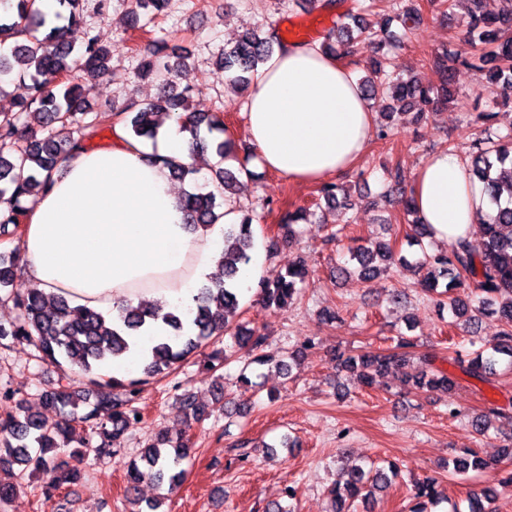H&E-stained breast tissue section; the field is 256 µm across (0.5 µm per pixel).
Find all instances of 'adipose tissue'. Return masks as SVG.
<instances>
[{
  "label": "adipose tissue",
  "mask_w": 512,
  "mask_h": 512,
  "mask_svg": "<svg viewBox=\"0 0 512 512\" xmlns=\"http://www.w3.org/2000/svg\"><path fill=\"white\" fill-rule=\"evenodd\" d=\"M373 114L356 73L319 43H293L258 69L247 102V132L262 168L303 183L345 173L364 155ZM192 136L179 116L160 131V161L115 126L111 142L68 154L30 203L20 263L28 281L79 306L115 312L121 301L156 300L169 311L194 304L196 287L224 249V227L239 215L193 231L185 224L163 158L191 165ZM411 191L435 240L451 243L472 232L492 207L481 182L456 154H431L414 173ZM164 323L142 328L116 377L142 370Z\"/></svg>",
  "instance_id": "adipose-tissue-1"
}]
</instances>
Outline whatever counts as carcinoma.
I'll list each match as a JSON object with an SVG mask.
<instances>
[{"label":"carcinoma","mask_w":512,"mask_h":512,"mask_svg":"<svg viewBox=\"0 0 512 512\" xmlns=\"http://www.w3.org/2000/svg\"><path fill=\"white\" fill-rule=\"evenodd\" d=\"M57 2L59 9L51 18L36 0H17L16 15H0V45L10 43L9 51L0 54V76L15 74L28 81L26 95L16 101L18 111L0 113V200L8 198L7 209L0 212V238L6 241L14 240L26 219L25 197L44 186L39 181L42 173L53 171L61 156L87 147V142L97 135L96 119L90 117L89 80L108 68L117 51V47L101 45L93 38L76 47L67 38V28L82 22L83 0ZM470 2L473 9L467 21L468 37L491 49L474 63L455 44H448L438 57L444 75V83L438 87L418 78L388 82L383 63L372 61L370 75L360 85L369 98L384 92L391 95L399 113L387 112L384 117H402L410 111L417 121L425 118L438 100L446 101L452 96L451 77L458 64L483 73L491 86L512 88V0H500L501 10L496 14L484 12V0ZM168 6L169 0H129V29H143L165 16ZM387 8L394 13L389 21L396 20L405 26L417 23L416 8L405 0H388ZM364 42L384 43L394 50L403 46L401 37L390 26H385L374 40L366 34V27L358 24L357 15L348 13L324 36L321 48L335 56L336 44L340 43L346 47L344 55L348 56L353 45ZM282 46L275 31L257 26L246 30L235 44L224 47L215 64L230 76L231 86L244 92L253 85L258 67ZM188 59L187 52L180 48L170 50L162 40L153 41L139 53L138 77L158 82L159 90L150 102L142 103L133 97L128 100L122 121L130 126L132 135L153 141L165 117L190 112L191 89L181 88L171 79L186 66ZM29 112L40 116L42 132L34 131L23 121V115ZM495 117L494 112L476 117L481 130L472 144L469 171L484 184L496 214L475 225L470 235L448 244L443 251H421L415 262V268L422 273V286L435 295L438 307L448 308L455 320L471 326L477 316L489 314L508 327L492 343L474 350L469 359L458 361L464 374L481 382H490L498 375V355L508 357L512 367V127L503 131L494 126ZM189 119L194 149L199 153L209 150L217 158L209 178L213 189L186 192L181 198L186 224L197 231L224 217V205L237 201L242 185L239 174L248 169L244 163L235 170L224 166L231 141L224 138L223 116L191 112ZM318 196L328 207L339 205L345 188L334 182L324 183ZM238 211L240 223L224 226V253L218 269L197 289L194 306L188 313L165 312L153 302L122 305L119 323L113 327L107 326L101 312L74 308L62 295L49 297L38 290L26 295L10 294L6 287L17 269L19 248L0 252V300L13 301L17 309L14 321L0 323V347L31 344L43 360L60 368L66 364L83 379L79 385L61 384L42 396L44 406L56 414L52 423L24 408L0 416V512H8V504L26 475L41 477L42 495L49 500L63 485L80 477V465L91 457L89 452H94L91 458L99 464L116 456L121 451L123 436L139 423L137 416L143 415L142 408L137 406L141 387L155 376L170 373L214 339L227 335L232 345L222 353L215 352L209 363L222 358L229 364L246 355L237 376V382L246 387L252 385L247 373L250 365L271 364L288 375L303 351L315 347L314 339L306 337L296 349L275 359L263 353L267 336L236 323L240 302L237 276L251 262L256 248L253 218L241 206ZM304 219L306 211L302 209L281 213L279 227L287 229V234L269 240L268 257L291 242L297 233L294 225ZM430 236V226L417 220L408 235V246H420ZM348 252L349 263L336 266V275L354 274L363 282L373 279L390 264L406 261L383 239L351 246ZM308 276L307 262L301 258L289 263L277 279L259 280L256 296L269 306L286 309ZM159 320L172 330V335L152 346L143 377L103 378L100 371L129 351L132 334ZM416 347L414 340L402 336L392 348L349 356L340 350L333 353L332 360L341 369L358 373L365 384L377 375L399 373L404 383L451 393L458 386L455 377L434 366L428 357H423V361L430 370L408 371ZM181 404L190 423L201 424L215 412V408L202 405L189 395L181 399ZM494 421L502 427L512 426V405L490 403L486 411L472 417L473 432L485 435ZM78 423L83 424L84 436L77 439ZM74 441L78 447L71 451L70 460L60 459L57 450ZM193 451L192 438L187 434L175 438L158 434L138 460L127 466L125 497L133 505L129 512H157L166 496L183 484L186 471L181 464L191 458ZM493 466V462L469 450L467 456L453 460L452 473L465 475L471 468L488 470ZM399 473L400 467L394 461L372 465L367 470L351 467L345 482L336 483L329 490L334 512H355L356 500L370 503L376 492ZM144 482L166 490V494L156 500L141 497L139 487ZM499 486H512V471L497 480L496 485L486 486L470 497L468 512H486L484 503L496 497ZM413 499L409 512H432V507L442 500L437 480L427 477L415 482Z\"/></svg>","instance_id":"cac0c4a2"}]
</instances>
